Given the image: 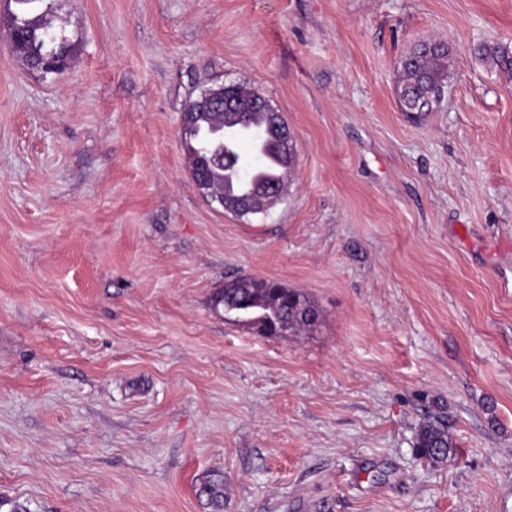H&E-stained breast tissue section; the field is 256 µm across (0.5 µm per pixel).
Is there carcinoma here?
I'll list each match as a JSON object with an SVG mask.
<instances>
[{
	"label": "carcinoma",
	"mask_w": 512,
	"mask_h": 512,
	"mask_svg": "<svg viewBox=\"0 0 512 512\" xmlns=\"http://www.w3.org/2000/svg\"><path fill=\"white\" fill-rule=\"evenodd\" d=\"M54 18L48 7L32 19H15L9 27L6 41L11 51L34 69L38 66L33 50L48 43L68 54L66 39L55 33V25H44L45 18ZM481 59L497 68L512 81V46L482 44L477 48ZM449 47L440 42L420 44L404 55L400 70L399 101L401 111L419 119L434 110L448 87ZM240 110L249 115L252 128L241 135L226 122L227 113L206 105L192 112H182L181 137L186 151L187 167L203 195H224V211L244 217L266 214L281 199L288 173L297 164L293 141L289 148L282 144L288 127L283 120L259 125L261 116L252 109L258 94L241 87L237 90ZM225 154L224 164L217 166L212 156ZM214 308H223L228 319L248 326L261 335L281 336L285 332L310 331L317 324L318 312L302 292L287 288L273 280L238 276L224 281V287L213 297ZM417 454L432 463H439L453 452L454 444L440 423L426 422L416 434ZM198 496L206 498L215 512L224 509V481L208 479L198 488Z\"/></svg>",
	"instance_id": "obj_1"
}]
</instances>
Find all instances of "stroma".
<instances>
[{
    "instance_id": "stroma-1",
    "label": "stroma",
    "mask_w": 512,
    "mask_h": 512,
    "mask_svg": "<svg viewBox=\"0 0 512 512\" xmlns=\"http://www.w3.org/2000/svg\"><path fill=\"white\" fill-rule=\"evenodd\" d=\"M47 7L65 70L0 43V512H212L217 477L224 512H512V93L474 53L512 0H0V29ZM424 39L451 79L415 121ZM231 81L298 153L265 218L186 164V103ZM241 275L317 326L225 319ZM414 47L404 55L400 70L399 101L401 111L413 119H420L444 97L448 87L449 47L430 42ZM213 304L216 310L223 307L225 318L261 335L310 331L318 321V312L306 295L273 280L248 276L225 280ZM414 448L420 457L439 463L453 452L454 444L442 424L426 422L417 431ZM199 498H206L207 504L214 511L224 509V481L220 478L208 479L202 482L197 492Z\"/></svg>"
}]
</instances>
